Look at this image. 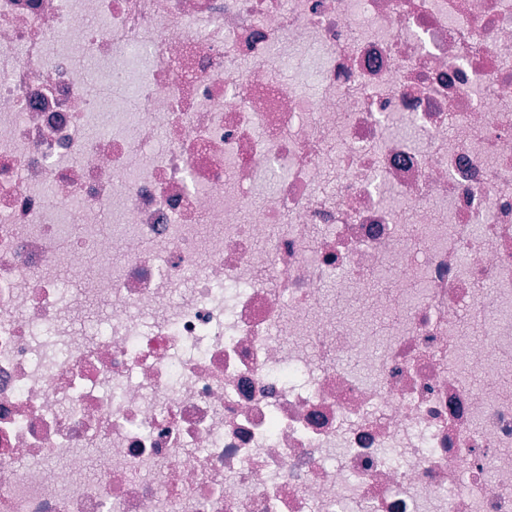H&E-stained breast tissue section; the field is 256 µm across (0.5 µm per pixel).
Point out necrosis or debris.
I'll list each match as a JSON object with an SVG mask.
<instances>
[{
    "instance_id": "1",
    "label": "necrosis or debris",
    "mask_w": 512,
    "mask_h": 512,
    "mask_svg": "<svg viewBox=\"0 0 512 512\" xmlns=\"http://www.w3.org/2000/svg\"><path fill=\"white\" fill-rule=\"evenodd\" d=\"M0 512H512V0H0ZM283 76L298 85L303 93L311 94L316 89L315 65L312 58L300 60L288 56L283 65ZM337 320L341 323L353 320H366L363 300L360 298L341 299L336 297Z\"/></svg>"
}]
</instances>
